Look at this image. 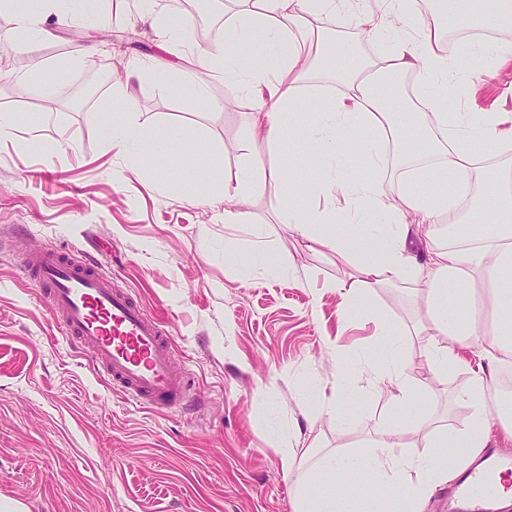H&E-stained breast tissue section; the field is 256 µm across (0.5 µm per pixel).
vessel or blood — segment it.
Masks as SVG:
<instances>
[{
  "label": "vessel or blood",
  "mask_w": 512,
  "mask_h": 512,
  "mask_svg": "<svg viewBox=\"0 0 512 512\" xmlns=\"http://www.w3.org/2000/svg\"><path fill=\"white\" fill-rule=\"evenodd\" d=\"M24 267L46 287L52 320L90 355L113 389L165 410L190 394L188 376L176 367L170 332L130 290L116 286L88 258L63 249L29 251ZM456 494L468 512H486L493 495L489 472H469Z\"/></svg>",
  "instance_id": "b4317fda"
}]
</instances>
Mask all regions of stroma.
<instances>
[{
	"instance_id": "stroma-1",
	"label": "stroma",
	"mask_w": 512,
	"mask_h": 512,
	"mask_svg": "<svg viewBox=\"0 0 512 512\" xmlns=\"http://www.w3.org/2000/svg\"><path fill=\"white\" fill-rule=\"evenodd\" d=\"M170 9L168 0H139L131 10L102 0V21H50L48 38L0 64V113L30 117L0 135V495L29 512H292L279 442L353 452L373 429L377 407L359 394L355 374L345 378L355 391L346 425L311 398L331 390L337 360L369 359L375 321L401 332L409 371L430 372L413 282L374 288L340 317L328 285L350 267L330 250L308 249L281 223L275 188L250 200L247 224L225 223L222 198H193L198 183L232 178L246 164L251 105L221 75H194L178 94L154 85L149 71L189 65L190 33L169 34L157 21ZM319 23L361 57L385 48L348 17ZM35 57L61 64L60 80L72 88L94 61L107 66L73 107L57 83L20 84ZM132 61L143 76H131ZM459 70L455 111L512 113V63L491 79L473 61ZM470 82L481 85L473 97ZM200 87L220 110L197 101ZM118 89L135 101L136 121L183 127L185 147L143 167L107 146L99 121ZM257 240L282 272L239 280L225 245L246 257ZM34 248L94 254L115 283L141 297L169 329L178 369L195 382L183 408L130 402L96 375L90 356L62 338L44 289L19 267ZM468 380L463 369L431 377L437 424L465 425L469 410L454 392Z\"/></svg>"
}]
</instances>
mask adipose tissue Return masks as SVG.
Here are the masks:
<instances>
[{"label": "adipose tissue", "mask_w": 512, "mask_h": 512, "mask_svg": "<svg viewBox=\"0 0 512 512\" xmlns=\"http://www.w3.org/2000/svg\"><path fill=\"white\" fill-rule=\"evenodd\" d=\"M237 2L222 43L195 54L199 69L237 78L254 103L246 116L251 159L221 190L237 205L225 211V223H248L250 198L274 186L286 205V223L352 268L350 282L336 286L344 305L362 301L376 284L421 285L418 333L427 339L432 374L461 367L472 373L456 393L469 410L467 425H435L427 414V381L405 371L398 332L379 324L376 359L357 370L367 396L382 404L365 452L322 455L310 446L282 447L280 465L294 489L293 512H425L431 491L454 472L440 449H461L463 459L471 460L493 435L512 442V411L495 397L500 368L512 361V185L484 176L476 151L490 140L497 156L512 155V116L439 111L448 84L457 78L455 60L444 47L443 25L425 23L406 32L398 14L410 0ZM99 4L28 0L27 9L15 14L10 46L27 51L29 35L49 18L77 23L97 14ZM347 10L368 39L388 42L381 57L357 72L337 64L354 57L352 45L309 25ZM395 74L414 77L422 91L418 108L391 106L378 93V81ZM316 90L329 91V105L309 123L302 118L303 103ZM133 107L125 93L113 94L100 132L108 145L148 165L182 133L135 122ZM342 140L352 142L375 172L387 167L390 147L400 143L414 163L397 183L347 178L335 165ZM281 149L320 157L329 171L327 183L296 182L290 168L270 163L268 154ZM303 196L309 206L296 207L295 198ZM466 196L482 221L467 225L466 244L436 248L434 227ZM417 243L426 249V265L414 259ZM419 433L424 450L410 454L407 437Z\"/></svg>", "instance_id": "obj_1"}]
</instances>
